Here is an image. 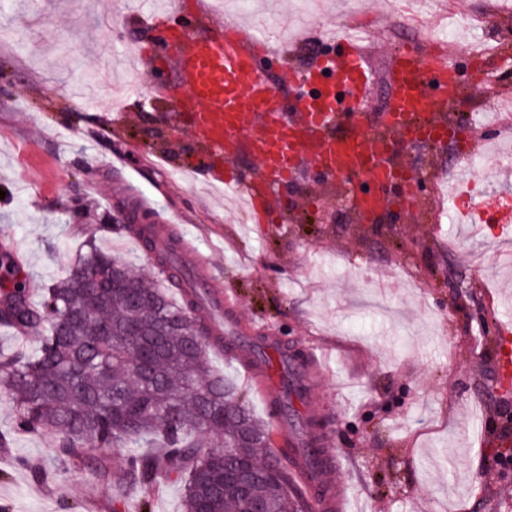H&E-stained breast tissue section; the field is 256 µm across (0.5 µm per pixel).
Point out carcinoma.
I'll return each instance as SVG.
<instances>
[{
    "label": "carcinoma",
    "mask_w": 512,
    "mask_h": 512,
    "mask_svg": "<svg viewBox=\"0 0 512 512\" xmlns=\"http://www.w3.org/2000/svg\"><path fill=\"white\" fill-rule=\"evenodd\" d=\"M168 287L180 300L97 249L91 237L38 303L26 281L9 279L0 292V325L42 331L36 354H0L16 428L50 436L59 462L102 475L106 465L91 449H129L122 476L110 484L115 512L126 507L130 490L141 492L136 512H152L162 473L181 482L183 512H248V500L224 486V467L237 458L255 461L250 498L265 512H303L287 467L260 455L270 446L271 423L256 417L207 352L196 349H226L224 337L200 315L196 294L174 277ZM204 435L224 447H201Z\"/></svg>",
    "instance_id": "obj_1"
}]
</instances>
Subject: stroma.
I'll list each match as a JSON object with an SVG mask.
<instances>
[{"label": "stroma", "instance_id": "stroma-1", "mask_svg": "<svg viewBox=\"0 0 512 512\" xmlns=\"http://www.w3.org/2000/svg\"><path fill=\"white\" fill-rule=\"evenodd\" d=\"M0 0V264L37 285L64 276L86 239L138 264L155 278L158 263L143 259L134 236L104 233L114 215L131 216L134 193L153 199L160 224L173 215V245L202 256L237 316L255 336H278L306 357L320 349L329 365L310 375L307 398L326 439L339 451L335 482L359 512H512V465L498 468L512 444V385L500 384L494 349L512 337V318L499 311L512 297V265L477 272L472 256L512 249L498 225L467 228L444 212L435 180L449 166L465 167L486 147L512 148V132L488 125L490 95L512 89V74L493 86L479 82L463 54L473 44L494 57V36L512 40V13L494 15V0H448L456 18L442 31L430 0H409L420 18L412 30L397 20L401 0ZM202 10L232 31L264 32L282 17L294 27L275 31L264 66L273 79L318 56L340 24L369 30L366 50L378 86L372 107L388 101L389 51L410 40L458 66L468 92L455 112V135L441 146L402 149L400 162L424 182L418 211L393 208L378 222L359 223L342 180L313 175L276 188L261 223L237 197L178 177L202 154L190 133L173 135L161 116L169 104L150 97L156 80L173 82V68L156 69L138 54L158 43L150 28L169 10L172 26ZM213 368L240 390L260 419L268 412L239 362L211 351ZM53 470V480L30 468ZM0 505L8 512H112L95 473L58 470L45 439L15 433L0 448Z\"/></svg>", "mask_w": 512, "mask_h": 512}]
</instances>
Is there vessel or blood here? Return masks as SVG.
<instances>
[{
	"label": "vessel or blood",
	"instance_id": "obj_1",
	"mask_svg": "<svg viewBox=\"0 0 512 512\" xmlns=\"http://www.w3.org/2000/svg\"><path fill=\"white\" fill-rule=\"evenodd\" d=\"M333 40L341 46L340 55L319 58L306 70L289 74L284 94L260 66L256 39L227 34L202 13L171 32L168 50L178 80L158 89L174 107L166 115L170 126L189 130L215 160L210 186L245 190L255 210L276 185L311 171L355 184L354 205L367 222L389 206L388 191L403 173L399 149L447 140L454 124L445 112L462 99L463 89L446 56L395 47L388 108L375 115L370 108L373 72L365 49L348 32ZM242 151L258 163L257 175L244 186L223 167ZM507 199L504 193L491 197L472 192L464 181L452 202L469 223L497 224L506 232L512 230L503 221ZM170 271L188 277L216 313L235 302L217 280L198 274L183 257L174 258ZM335 457L332 451H306L295 471L311 512H332L324 477Z\"/></svg>",
	"mask_w": 512,
	"mask_h": 512
}]
</instances>
